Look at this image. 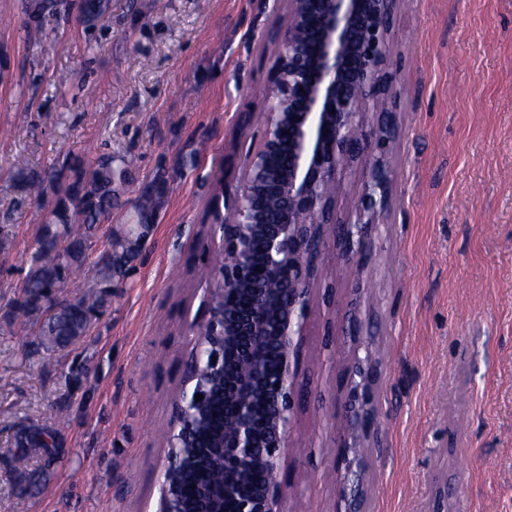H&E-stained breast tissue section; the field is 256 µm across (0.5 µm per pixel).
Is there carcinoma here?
<instances>
[{"label": "carcinoma", "instance_id": "obj_1", "mask_svg": "<svg viewBox=\"0 0 512 512\" xmlns=\"http://www.w3.org/2000/svg\"><path fill=\"white\" fill-rule=\"evenodd\" d=\"M110 0H26L28 22L43 27L51 19L66 18L77 12L86 22L109 14ZM28 160L18 154L10 167L24 176L23 190L31 200L44 193L42 176L25 175ZM64 180V188L42 225L38 247L29 258L21 289L26 296L24 311L43 313L41 302L65 288L73 271L86 259L89 241L101 218L112 212V199L125 184V174L112 166V154L103 153L89 163L81 159L52 173L49 180ZM139 255L136 243L117 250L107 248L94 263V276L81 295L59 302V310L41 324V343L47 348H64L83 336L95 313L107 306L112 284L124 276ZM61 444L59 430L35 422L22 425L16 433L21 454H37L53 461Z\"/></svg>", "mask_w": 512, "mask_h": 512}]
</instances>
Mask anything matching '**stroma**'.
<instances>
[{
    "label": "stroma",
    "mask_w": 512,
    "mask_h": 512,
    "mask_svg": "<svg viewBox=\"0 0 512 512\" xmlns=\"http://www.w3.org/2000/svg\"><path fill=\"white\" fill-rule=\"evenodd\" d=\"M284 0H112L27 28L0 0V512H156L171 401L210 288L215 203L239 192L272 79L266 35ZM57 51L46 57L42 41ZM389 74L398 91L392 191L357 270L329 245L301 343L300 396L279 472L283 512H336L352 319L376 374L363 454L368 512H512V0H401ZM111 153L129 183L60 296L160 196L134 271L65 349L18 307L27 259L56 200L22 201L10 168L41 172ZM62 458L21 457L18 428L51 426ZM44 470L38 496L23 475Z\"/></svg>",
    "instance_id": "stroma-1"
}]
</instances>
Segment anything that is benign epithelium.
I'll use <instances>...</instances> for the list:
<instances>
[{
	"instance_id": "7a95c632",
	"label": "benign epithelium",
	"mask_w": 512,
	"mask_h": 512,
	"mask_svg": "<svg viewBox=\"0 0 512 512\" xmlns=\"http://www.w3.org/2000/svg\"><path fill=\"white\" fill-rule=\"evenodd\" d=\"M399 4L287 0L268 36L273 78L262 131L245 154L238 197L215 226L224 263L204 315L191 325L195 340L171 403L157 512L181 510L200 448L224 479L198 487L195 512H281L278 474L294 425L300 342L325 229L337 223L340 176L363 178L354 219L338 238L341 256L359 269L370 261L369 234L389 203L394 119L386 65ZM350 336L353 415L342 431L344 471L337 475L351 483L344 512H363L360 448L375 417L376 378L371 358L359 356L358 324Z\"/></svg>"
}]
</instances>
